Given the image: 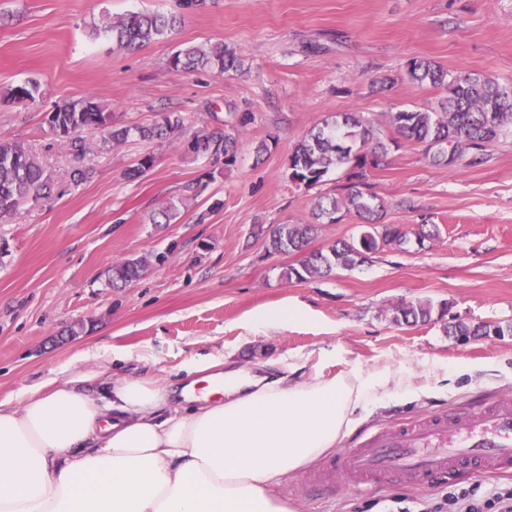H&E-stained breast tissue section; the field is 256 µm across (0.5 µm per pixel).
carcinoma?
<instances>
[{"mask_svg":"<svg viewBox=\"0 0 512 512\" xmlns=\"http://www.w3.org/2000/svg\"><path fill=\"white\" fill-rule=\"evenodd\" d=\"M179 23L180 18L173 14L134 12L117 20H106L103 32L112 37L117 48L132 51L166 36ZM169 63L173 69L186 72L206 69L227 72L242 66L238 56L222 43L207 49L193 46L178 50ZM407 76L418 83L428 82L445 88L446 96L434 108H401L385 113L386 125L395 135L393 144L401 140L421 144L426 152L432 153L433 160L441 162L446 157L445 145L450 142L467 143L478 149L505 134H512V88L502 86L497 79L466 71L450 74L441 65L424 58L408 61ZM39 92L40 85L28 80L11 87L6 99L26 105L36 102ZM48 124L50 130L80 156L85 146L73 137L77 131L100 130L105 146L123 143L131 137L150 142L169 138L182 127L183 118L170 112L152 124L117 126L112 124L106 106L86 96L58 106L52 111ZM390 144L377 136L371 120L357 112L331 115L298 141L288 167L289 179L294 184L309 191L324 183L331 172L342 170L348 185L338 196L315 198L313 222L277 224L271 228L270 252L300 256L298 265L285 268L282 277L306 282L337 267L359 265L370 254L386 247H401L410 242L409 231L383 222L384 203L367 191L369 172L385 165ZM236 145L232 134L215 129L194 137L187 148L197 156L223 157L230 162ZM53 189V180L36 157L17 142L0 140V221L12 215L25 201L49 194ZM351 213L366 224L359 238L338 241L326 253L306 251L319 225L335 224ZM178 218V209L167 205L150 215L149 221L172 224ZM148 267L145 257L125 259L109 269V281L117 288L125 286L139 279ZM431 316L432 307L428 304L404 303L395 308L394 321L417 324L429 321ZM446 329L450 335L466 337L512 333V326L506 331L496 324L469 325L463 321L451 323Z\"/></svg>","mask_w":512,"mask_h":512,"instance_id":"carcinoma-1","label":"carcinoma"}]
</instances>
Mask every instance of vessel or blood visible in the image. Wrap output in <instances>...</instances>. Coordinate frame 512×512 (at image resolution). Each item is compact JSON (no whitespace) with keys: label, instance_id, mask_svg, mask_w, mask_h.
I'll list each match as a JSON object with an SVG mask.
<instances>
[{"label":"vessel or blood","instance_id":"b4317fda","mask_svg":"<svg viewBox=\"0 0 512 512\" xmlns=\"http://www.w3.org/2000/svg\"><path fill=\"white\" fill-rule=\"evenodd\" d=\"M512 472V399L377 428L340 448L313 482L374 487L386 480L425 485L438 476Z\"/></svg>","mask_w":512,"mask_h":512}]
</instances>
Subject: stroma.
Here are the masks:
<instances>
[{"label": "stroma", "instance_id": "stroma-1", "mask_svg": "<svg viewBox=\"0 0 512 512\" xmlns=\"http://www.w3.org/2000/svg\"><path fill=\"white\" fill-rule=\"evenodd\" d=\"M160 10L179 14L166 37L129 53L106 35L107 18ZM221 43L240 71L170 67L186 46ZM413 58L449 73L469 71L512 85V0H0V91L37 81L36 104L0 101V139L35 155L55 183L51 196L0 223L10 252L0 260V401L49 377L96 372L145 376L183 386L196 356L251 368L287 357L308 375L405 364L448 377L434 396L400 399L363 414L364 434L390 422L512 396V335L462 342L449 317L512 324V135L481 150L476 166L435 164L423 146L401 143L369 183L387 206L385 223L440 229L434 241L386 248L353 269L305 282L282 278L293 255L269 252L275 224H305L315 191L288 177L296 143L323 118L360 112L377 127L386 113L436 106L444 91L412 82ZM95 96L116 125L180 113V135L163 143L102 146L84 130L75 155L45 121L66 102ZM239 127L232 163L188 153L194 136ZM268 150L256 155L257 142ZM152 168L127 178L144 155ZM90 179L76 185L77 167ZM177 205L176 223L150 215ZM145 256L151 264L126 287H112V264ZM428 302L430 321L395 323L394 309ZM288 305L298 320L276 330L250 324L260 308ZM86 329L71 335L75 323ZM278 488L301 512H448L461 487L484 497L512 487V474L415 488H305L308 471Z\"/></svg>", "mask_w": 512, "mask_h": 512}]
</instances>
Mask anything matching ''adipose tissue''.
Here are the masks:
<instances>
[{
  "label": "adipose tissue",
  "instance_id": "adipose-tissue-1",
  "mask_svg": "<svg viewBox=\"0 0 512 512\" xmlns=\"http://www.w3.org/2000/svg\"><path fill=\"white\" fill-rule=\"evenodd\" d=\"M221 399L177 403L146 377H52L0 402V512H299L277 494L357 411L428 392L405 366L330 377L279 359L260 370L191 363Z\"/></svg>",
  "mask_w": 512,
  "mask_h": 512
}]
</instances>
